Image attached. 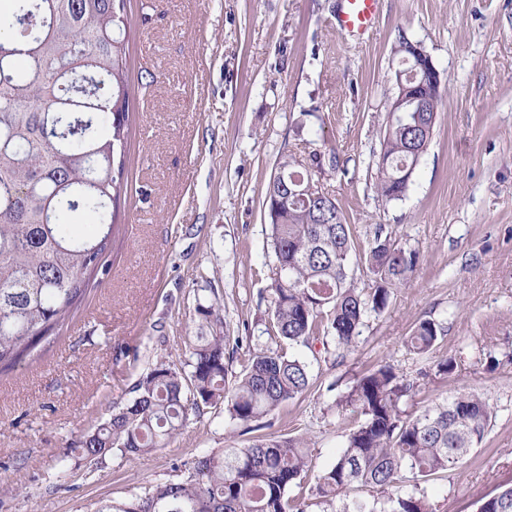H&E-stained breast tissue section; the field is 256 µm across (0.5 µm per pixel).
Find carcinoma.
I'll return each mask as SVG.
<instances>
[{
	"mask_svg": "<svg viewBox=\"0 0 512 512\" xmlns=\"http://www.w3.org/2000/svg\"><path fill=\"white\" fill-rule=\"evenodd\" d=\"M126 0H9L0 32V365L12 364L76 312L92 280L106 274L117 211L126 193L122 148L130 135L126 90ZM400 35L395 79L415 80ZM386 119L376 160V190L386 201L406 196L434 131L433 112ZM336 156H284L265 198L268 242L276 258L266 331L289 345L319 341L346 353L357 347L365 316L389 304L418 257L383 225L375 227L361 266L369 288L349 274L352 226L337 202L319 197V180ZM98 225L75 233L68 216ZM196 335L185 362L160 359L132 387L134 397L74 441L95 462L118 452L128 460L160 448L190 417L224 408L242 424L257 421L311 386L308 364L280 349L251 351L240 374L226 364L244 337L220 305L196 300ZM444 335L430 316L418 319L407 345L425 355ZM417 381L389 363L356 377L335 405L359 415L335 461L314 476L311 495L331 501L354 487L376 492L343 503L342 512H437L417 490L457 469L490 425L489 405L473 391L417 414L401 409ZM298 435L258 439L245 448L206 453L188 476L142 495L99 503L94 512H308L304 479L311 467ZM416 490L407 491V484ZM298 489L292 493V489ZM477 512H512V485L482 499Z\"/></svg>",
	"mask_w": 512,
	"mask_h": 512,
	"instance_id": "1",
	"label": "carcinoma"
}]
</instances>
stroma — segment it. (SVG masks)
Segmentation results:
<instances>
[{
	"label": "stroma",
	"mask_w": 512,
	"mask_h": 512,
	"mask_svg": "<svg viewBox=\"0 0 512 512\" xmlns=\"http://www.w3.org/2000/svg\"><path fill=\"white\" fill-rule=\"evenodd\" d=\"M341 7L127 0L132 139L110 269L51 338L0 369V512H94L261 437L304 436L322 471L355 422L337 411V393L384 362L420 380L408 412L463 385L491 408L480 447L425 486L440 512H476L512 483V0H383L358 40L337 30ZM403 33L430 54L448 93L405 198L388 202L375 161ZM312 152L337 155L322 182L353 228V254L385 225L418 256L411 281L367 315L357 352L297 348L313 386L258 430L209 413L136 460H87L73 440L109 419L157 358L184 359L196 298L218 300L247 349L271 346L263 201L281 156ZM424 314L446 334L421 356L406 339ZM445 357L454 373L432 376Z\"/></svg>",
	"instance_id": "35a3bbf8"
}]
</instances>
